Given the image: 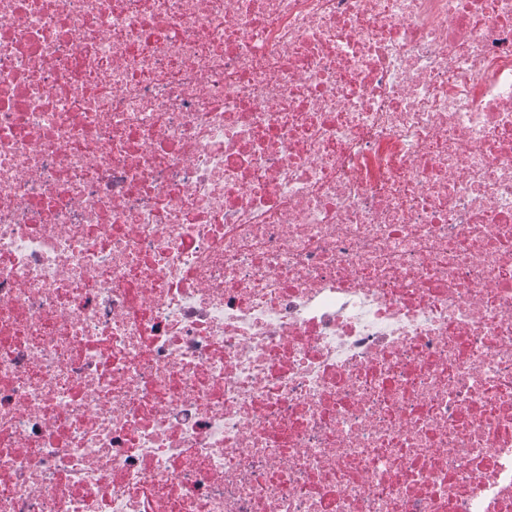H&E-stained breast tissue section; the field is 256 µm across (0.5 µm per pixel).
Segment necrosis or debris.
<instances>
[{
    "instance_id": "necrosis-or-debris-1",
    "label": "necrosis or debris",
    "mask_w": 512,
    "mask_h": 512,
    "mask_svg": "<svg viewBox=\"0 0 512 512\" xmlns=\"http://www.w3.org/2000/svg\"><path fill=\"white\" fill-rule=\"evenodd\" d=\"M0 512H512V0H0Z\"/></svg>"
}]
</instances>
